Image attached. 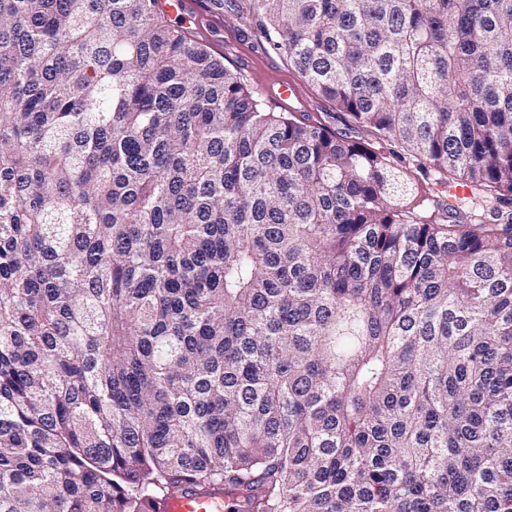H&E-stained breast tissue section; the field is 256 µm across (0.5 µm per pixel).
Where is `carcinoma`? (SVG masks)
I'll use <instances>...</instances> for the list:
<instances>
[{"label":"carcinoma","instance_id":"carcinoma-1","mask_svg":"<svg viewBox=\"0 0 512 512\" xmlns=\"http://www.w3.org/2000/svg\"><path fill=\"white\" fill-rule=\"evenodd\" d=\"M217 5L0 0V512H512V0ZM198 2L204 9L194 10L202 15V21L198 25L191 26L195 32L196 39L207 45L210 52L215 56L223 55L225 64L228 62L241 70L246 79L247 88L254 96L259 98L269 112H323L322 116L334 127H343L336 122V112L328 103L324 102L309 87L298 82L288 65L272 50L264 49L259 33L247 22L236 19L229 15L226 10L215 6L213 0H200ZM204 3L210 6L203 5ZM278 76H285L291 80L295 87L287 80H279L277 92L274 94L276 100L286 103H274L269 101L266 92L260 90L256 80H271ZM224 487L206 489L185 488L172 492L167 498L157 502L158 512H223ZM225 512V511H224Z\"/></svg>","mask_w":512,"mask_h":512}]
</instances>
